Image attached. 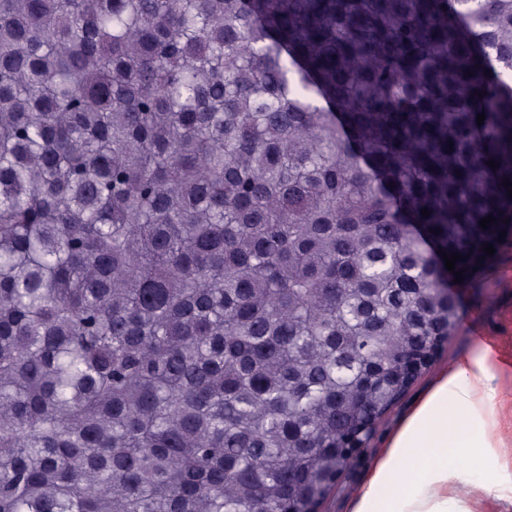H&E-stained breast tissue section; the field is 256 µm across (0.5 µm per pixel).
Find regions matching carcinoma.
Listing matches in <instances>:
<instances>
[{"mask_svg":"<svg viewBox=\"0 0 512 512\" xmlns=\"http://www.w3.org/2000/svg\"><path fill=\"white\" fill-rule=\"evenodd\" d=\"M506 178L512 0H0V512H317Z\"/></svg>","mask_w":512,"mask_h":512,"instance_id":"obj_1","label":"carcinoma"}]
</instances>
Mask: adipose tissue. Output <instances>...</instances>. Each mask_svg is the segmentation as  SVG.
<instances>
[{
  "instance_id": "obj_1",
  "label": "adipose tissue",
  "mask_w": 512,
  "mask_h": 512,
  "mask_svg": "<svg viewBox=\"0 0 512 512\" xmlns=\"http://www.w3.org/2000/svg\"><path fill=\"white\" fill-rule=\"evenodd\" d=\"M490 378L484 355L442 370L376 461L354 512H448L449 449L495 446L487 423ZM408 461L423 464L416 478L406 472Z\"/></svg>"
}]
</instances>
